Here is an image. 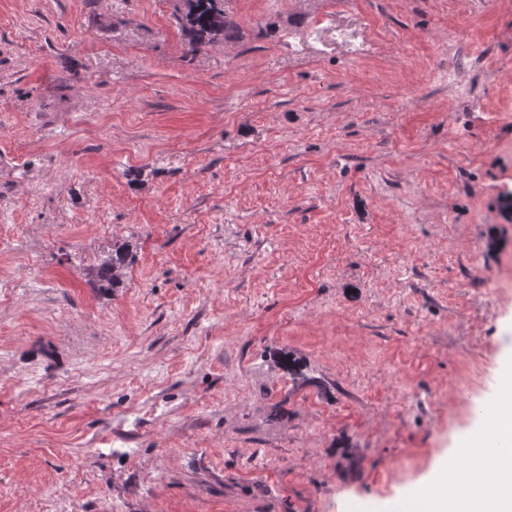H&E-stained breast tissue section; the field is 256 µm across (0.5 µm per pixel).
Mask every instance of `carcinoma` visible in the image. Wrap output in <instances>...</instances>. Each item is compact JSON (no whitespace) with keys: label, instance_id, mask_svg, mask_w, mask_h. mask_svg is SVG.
Here are the masks:
<instances>
[{"label":"carcinoma","instance_id":"carcinoma-1","mask_svg":"<svg viewBox=\"0 0 512 512\" xmlns=\"http://www.w3.org/2000/svg\"><path fill=\"white\" fill-rule=\"evenodd\" d=\"M178 21L188 37L193 51L237 36L239 26L226 9L224 0H185V11ZM131 264L129 250L120 245L112 247L108 256L90 272V281L100 291H110L120 285L122 270Z\"/></svg>","mask_w":512,"mask_h":512}]
</instances>
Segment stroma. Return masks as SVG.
<instances>
[{
	"label": "stroma",
	"mask_w": 512,
	"mask_h": 512,
	"mask_svg": "<svg viewBox=\"0 0 512 512\" xmlns=\"http://www.w3.org/2000/svg\"><path fill=\"white\" fill-rule=\"evenodd\" d=\"M225 6L0 0V512H394L494 416L512 0ZM178 21L191 51L227 42L239 33L236 20L224 9V0H186ZM130 264L129 250L122 245L113 246L108 256L89 272L90 281L100 292L119 288L121 272Z\"/></svg>",
	"instance_id": "stroma-1"
}]
</instances>
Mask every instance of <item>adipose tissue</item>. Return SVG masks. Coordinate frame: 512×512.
Returning <instances> with one entry per match:
<instances>
[{
	"mask_svg": "<svg viewBox=\"0 0 512 512\" xmlns=\"http://www.w3.org/2000/svg\"><path fill=\"white\" fill-rule=\"evenodd\" d=\"M505 387L508 398L495 414L501 431L486 442L487 449L499 447L503 453L497 458L493 480L473 483L470 488L474 512H512V377Z\"/></svg>",
	"mask_w": 512,
	"mask_h": 512,
	"instance_id": "1",
	"label": "adipose tissue"
}]
</instances>
